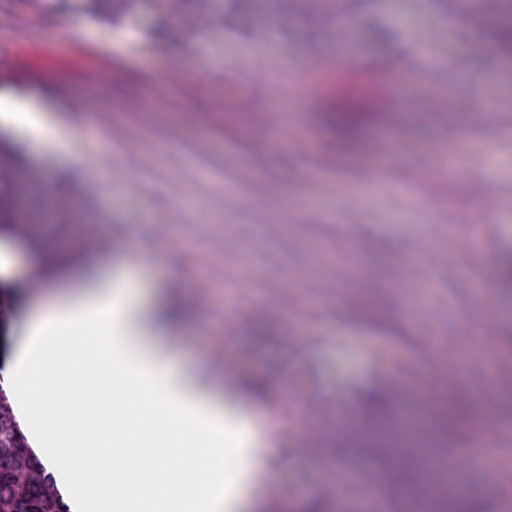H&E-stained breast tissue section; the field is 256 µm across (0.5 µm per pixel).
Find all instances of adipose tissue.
Wrapping results in <instances>:
<instances>
[{
    "instance_id": "obj_1",
    "label": "adipose tissue",
    "mask_w": 512,
    "mask_h": 512,
    "mask_svg": "<svg viewBox=\"0 0 512 512\" xmlns=\"http://www.w3.org/2000/svg\"><path fill=\"white\" fill-rule=\"evenodd\" d=\"M0 124L32 152L70 149L62 122L8 87ZM139 295L108 275L41 305L0 386L75 512H237L280 450L143 338Z\"/></svg>"
}]
</instances>
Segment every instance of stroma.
I'll list each match as a JSON object with an SVG mask.
<instances>
[{"label": "stroma", "instance_id": "35a3bbf8", "mask_svg": "<svg viewBox=\"0 0 512 512\" xmlns=\"http://www.w3.org/2000/svg\"><path fill=\"white\" fill-rule=\"evenodd\" d=\"M493 18L484 0L457 27L438 0H262L247 14L236 0H139L125 12L115 0H0V87L58 111L73 136L67 157L26 153L10 175L17 213L38 205L35 232L76 258L38 283V255L0 239L16 267L10 338L35 302L105 274L99 260L114 252L111 270L143 290L138 324L153 346L279 428L290 447L273 478L281 503L329 482L349 512H416L347 445L367 438L361 398L389 382L390 435L451 492L499 507L504 490L483 470L442 468L451 447L486 432L490 410L496 463L512 467V284L495 263L512 249V63L491 51ZM74 37L99 79L69 56ZM413 44L441 67L422 70ZM292 59L318 76L289 71ZM343 71L380 76L384 95L405 99L350 151L310 97ZM67 92L88 112H69ZM493 161L502 172L490 181ZM103 180L109 189L93 191ZM176 293L184 319L156 325ZM228 367L292 407L233 396ZM431 389L471 404L456 444Z\"/></svg>", "mask_w": 512, "mask_h": 512}]
</instances>
